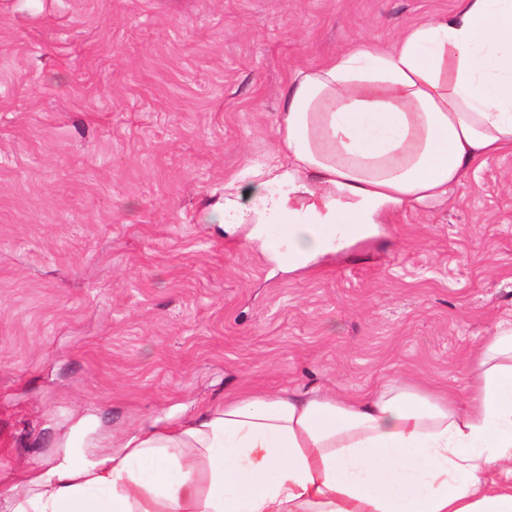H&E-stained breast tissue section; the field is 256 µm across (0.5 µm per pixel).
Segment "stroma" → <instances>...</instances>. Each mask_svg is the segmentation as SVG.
Masks as SVG:
<instances>
[{"label": "stroma", "mask_w": 512, "mask_h": 512, "mask_svg": "<svg viewBox=\"0 0 512 512\" xmlns=\"http://www.w3.org/2000/svg\"><path fill=\"white\" fill-rule=\"evenodd\" d=\"M455 0H0V499L225 394L462 389L512 320V154L284 273L214 223L289 78Z\"/></svg>", "instance_id": "stroma-1"}]
</instances>
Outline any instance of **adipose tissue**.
<instances>
[{"mask_svg":"<svg viewBox=\"0 0 512 512\" xmlns=\"http://www.w3.org/2000/svg\"><path fill=\"white\" fill-rule=\"evenodd\" d=\"M456 2L390 48L298 71L275 162L225 193V231L250 225L262 249V225H286L271 260L293 271L512 153V0ZM0 512H512V321L469 363L463 397L398 383L363 398L228 394L25 480Z\"/></svg>","mask_w":512,"mask_h":512,"instance_id":"adipose-tissue-1","label":"adipose tissue"}]
</instances>
